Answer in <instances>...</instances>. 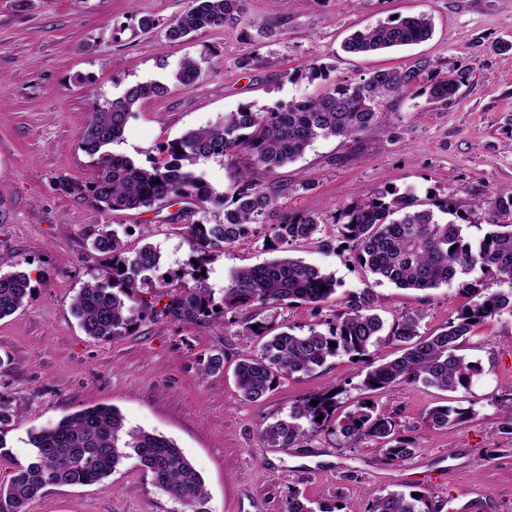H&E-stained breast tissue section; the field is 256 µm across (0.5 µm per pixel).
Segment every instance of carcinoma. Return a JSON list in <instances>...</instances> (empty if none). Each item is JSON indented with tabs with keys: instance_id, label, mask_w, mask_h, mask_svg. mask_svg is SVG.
<instances>
[{
	"instance_id": "cac0c4a2",
	"label": "carcinoma",
	"mask_w": 512,
	"mask_h": 512,
	"mask_svg": "<svg viewBox=\"0 0 512 512\" xmlns=\"http://www.w3.org/2000/svg\"><path fill=\"white\" fill-rule=\"evenodd\" d=\"M247 0H189L188 8L167 28L172 41L209 28L235 25L246 13ZM430 19L409 16L353 32L344 43L351 54H373L385 49L418 44L431 36ZM332 66L315 59L300 70L312 83L329 81ZM203 75L201 64L184 59L173 81L183 88L195 86ZM415 70L379 69L354 84L326 87L323 93L276 102L267 107L243 106L224 114L215 127L189 131L163 148L166 156L138 165L107 151L119 142L135 107L144 99L168 91L159 81L137 83L111 101L94 102L82 137V148L98 156L93 178L82 185L63 184L98 208L123 212L150 208L168 201L190 205L176 216L180 230L199 263L178 270L161 271V254L151 243L131 252L117 232L105 224L97 231L91 249L100 263L91 279L72 299L71 313L84 333L95 340H109L127 333L150 313L178 322L206 323L244 306L258 303L279 307L339 303L335 325L328 332L311 330L296 334L276 331L261 321L246 327L263 343L259 352L245 354L235 368L240 397L257 402L273 390L279 377L311 373L328 358L341 353L365 363L364 387L369 391L401 384L422 383L455 393L468 389L481 367L460 354L462 340L487 318L505 311L512 314V290L483 294L461 309L457 318L429 336L419 332L422 313L406 314L383 333L376 313L375 295L369 288L336 299L338 282L320 267L288 254L286 246L318 238L322 220L314 213H288L279 201L292 188L276 178V171L302 158L319 139H355L384 128L387 100L415 93ZM463 76L446 74L425 87L429 99L447 101L457 94ZM239 151L249 165L235 170L229 192H218L192 167L201 158L224 157ZM474 210L492 215L493 229L473 239L470 225L444 222L439 214H458L444 202L426 207L413 195L395 190L377 191L365 203L345 208L339 236L348 243L355 261L374 282L398 288L426 290L448 285L475 267L495 272L512 284V191L476 201ZM264 228L263 247L281 254L255 266L234 270L221 295L202 275L207 264L224 250L255 236ZM325 290H320V287ZM34 287L25 272L0 274V319L28 303ZM150 299H145V296ZM168 302H163V299ZM162 309H157V306ZM387 340L404 344L390 360L368 361L372 347ZM336 346L331 347L329 343ZM318 401L312 405L311 401ZM336 396L324 393L291 408L288 415L261 431L268 448H292L331 425ZM468 409L437 406L427 421L437 428H452ZM397 423L385 410L362 400L338 424L349 440L367 438L382 445L393 461L403 462L415 449L395 435ZM31 450L26 463L16 467L0 487V512H27L28 504L48 486L87 485L110 476L121 460L134 458L152 474L155 484L182 507V512H204V480L176 443L162 435L126 427L123 416L105 406L84 408L65 416L56 425L30 432ZM369 512H439L431 496L422 491L391 492L372 499Z\"/></svg>"
}]
</instances>
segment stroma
<instances>
[{
  "label": "stroma",
  "mask_w": 512,
  "mask_h": 512,
  "mask_svg": "<svg viewBox=\"0 0 512 512\" xmlns=\"http://www.w3.org/2000/svg\"><path fill=\"white\" fill-rule=\"evenodd\" d=\"M188 0H0V272L23 271L32 300L0 319V403L22 419L0 431V485H7L30 451L29 432L55 425L84 407L117 409L127 427L172 439L202 475L206 512H284L299 496L314 512H368L375 495L421 490L442 512H512V435L502 426L512 410V315L485 320L462 344V355L483 371L468 391L446 393L421 384L366 392L362 364L344 354L309 375L279 379L257 402L243 401L234 368L258 349L249 321L273 319L294 333L327 331L335 307L315 312L295 304L247 307L209 324L146 318L109 341L87 336L70 303L96 266L90 242L100 225L116 229L129 249L157 246L163 269H178L191 251L169 218L176 206L106 213L59 187L91 180L94 159L80 147L91 111L82 84L91 79L102 99L136 83H169L187 56L204 60L191 89L171 86L137 106L111 152L145 164L160 147L191 129L217 126L225 113L316 94L322 83L293 79L305 61L332 65L339 83H357L377 69L421 65L416 94L390 98L389 125L358 139L320 140L278 172L294 184L283 204L317 212L325 250L314 242L290 245L292 256L335 276L338 295L372 289L380 316L393 324L423 314L431 333L454 320L470 297L462 287L503 290L482 269L424 291L374 284L342 241V209L376 190L446 200L467 212L475 199L512 190V0H249V23L209 29L185 42L169 41L168 25ZM431 16L432 37L368 56L345 53L353 31L392 17ZM150 16L155 28L141 32ZM271 23L273 36L257 31ZM462 73L456 97L428 102L423 87L436 75ZM262 236L227 248L208 267V283L222 290L232 271L271 259ZM223 351V372L205 376L207 356ZM340 387L336 417L362 397L391 414L415 454L386 461L371 439L347 441L336 429L295 448L265 447L260 432L287 416L303 398ZM439 405L469 409L467 422L445 430L428 425ZM136 459L90 485L50 487L29 512H178Z\"/></svg>",
  "instance_id": "35a3bbf8"
}]
</instances>
